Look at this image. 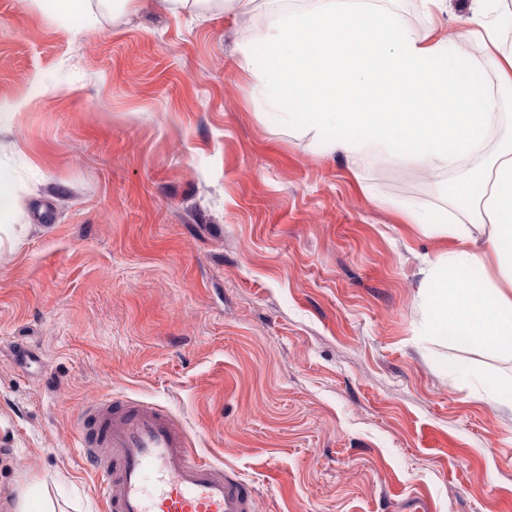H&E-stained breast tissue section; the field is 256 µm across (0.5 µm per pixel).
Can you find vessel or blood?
Returning <instances> with one entry per match:
<instances>
[{"label":"vessel or blood","mask_w":512,"mask_h":512,"mask_svg":"<svg viewBox=\"0 0 512 512\" xmlns=\"http://www.w3.org/2000/svg\"><path fill=\"white\" fill-rule=\"evenodd\" d=\"M79 423L104 512H251L249 487L200 457L165 411L108 401L83 409Z\"/></svg>","instance_id":"obj_1"}]
</instances>
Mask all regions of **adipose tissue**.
Wrapping results in <instances>:
<instances>
[{
	"label": "adipose tissue",
	"instance_id": "obj_1",
	"mask_svg": "<svg viewBox=\"0 0 512 512\" xmlns=\"http://www.w3.org/2000/svg\"><path fill=\"white\" fill-rule=\"evenodd\" d=\"M473 2L469 34L493 60L498 89L512 90V49L492 17L502 0ZM458 40L433 25L413 31L361 0H314L310 12L246 33L237 67L324 154L433 172L471 163L470 181L446 185L454 220L405 213L423 234L456 243L420 269L417 297L427 335L512 354V115L479 100L485 71ZM258 45L266 63L256 59Z\"/></svg>",
	"mask_w": 512,
	"mask_h": 512
}]
</instances>
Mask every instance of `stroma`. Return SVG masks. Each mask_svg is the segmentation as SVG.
<instances>
[{"instance_id":"stroma-1","label":"stroma","mask_w":512,"mask_h":512,"mask_svg":"<svg viewBox=\"0 0 512 512\" xmlns=\"http://www.w3.org/2000/svg\"><path fill=\"white\" fill-rule=\"evenodd\" d=\"M270 19L0 0V512H103L81 409H167L254 512H512V408L454 372L512 357L422 333L404 223L447 175L352 169L236 66Z\"/></svg>"}]
</instances>
